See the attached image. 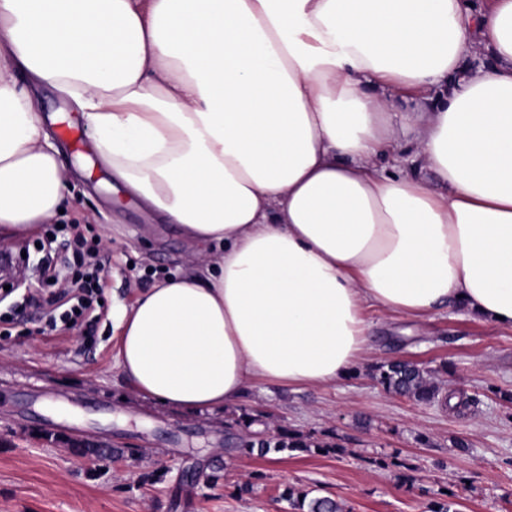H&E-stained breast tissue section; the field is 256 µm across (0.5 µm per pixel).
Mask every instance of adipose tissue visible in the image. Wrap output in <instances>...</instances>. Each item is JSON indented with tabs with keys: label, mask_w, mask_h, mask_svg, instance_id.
Returning <instances> with one entry per match:
<instances>
[{
	"label": "adipose tissue",
	"mask_w": 512,
	"mask_h": 512,
	"mask_svg": "<svg viewBox=\"0 0 512 512\" xmlns=\"http://www.w3.org/2000/svg\"><path fill=\"white\" fill-rule=\"evenodd\" d=\"M19 67L206 265L121 312L137 394L195 412L335 384L372 308L512 329V0H0V240L69 202ZM402 135L435 186L379 168Z\"/></svg>",
	"instance_id": "obj_1"
}]
</instances>
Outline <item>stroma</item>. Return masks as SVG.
<instances>
[{"label": "stroma", "mask_w": 512, "mask_h": 512, "mask_svg": "<svg viewBox=\"0 0 512 512\" xmlns=\"http://www.w3.org/2000/svg\"><path fill=\"white\" fill-rule=\"evenodd\" d=\"M16 77L44 114H70L73 132L46 126L72 183L73 205L59 221L90 225L111 264L89 328L47 332L58 291L40 281L21 316L12 312L19 293L0 294V394L10 397L0 405V512H291L280 498L288 485L347 512H427L448 500L456 512H512V329L455 307L419 324L367 310L370 349L352 374L327 387L261 385L242 400L253 431L336 437L337 453L248 455L232 446L245 431L230 409L189 414L139 397L115 367V315L164 276L193 273L192 247L139 205L115 206L111 174L72 152L74 138L92 140L80 112L26 72ZM393 359L437 370L441 388L464 391L468 405L386 393L370 370ZM75 443L106 453L81 456ZM200 470L216 483L194 480ZM246 483L251 492L240 493Z\"/></svg>", "instance_id": "stroma-1"}]
</instances>
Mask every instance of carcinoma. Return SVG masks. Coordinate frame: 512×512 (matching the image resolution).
Wrapping results in <instances>:
<instances>
[{
  "instance_id": "cac0c4a2",
  "label": "carcinoma",
  "mask_w": 512,
  "mask_h": 512,
  "mask_svg": "<svg viewBox=\"0 0 512 512\" xmlns=\"http://www.w3.org/2000/svg\"><path fill=\"white\" fill-rule=\"evenodd\" d=\"M371 377L384 391L407 397L417 404L430 405L441 402L450 404L455 393L441 394L440 387L432 380L431 371L408 360L391 361L375 365ZM240 448L247 454L259 452L265 454L269 450L297 451L316 448L329 453L339 448L337 444L318 443L288 431L278 432L277 437L269 440L260 436L245 440L240 439ZM281 499L288 502L294 512H345L342 503L328 497H312L310 492L293 487H286Z\"/></svg>"
}]
</instances>
